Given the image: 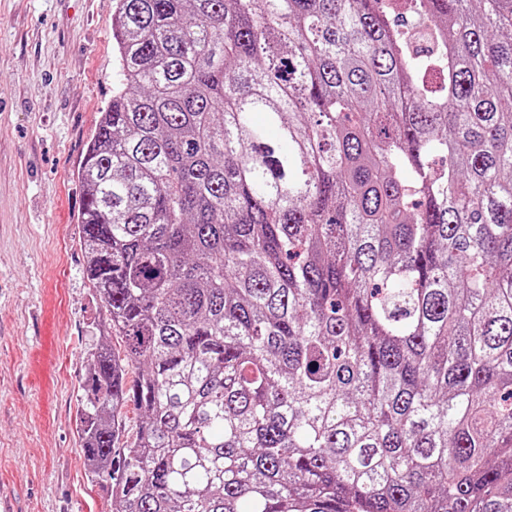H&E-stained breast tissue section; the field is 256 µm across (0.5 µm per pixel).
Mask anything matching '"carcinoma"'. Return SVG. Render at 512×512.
I'll return each mask as SVG.
<instances>
[{
	"mask_svg": "<svg viewBox=\"0 0 512 512\" xmlns=\"http://www.w3.org/2000/svg\"><path fill=\"white\" fill-rule=\"evenodd\" d=\"M112 38V512H512V0H118Z\"/></svg>",
	"mask_w": 512,
	"mask_h": 512,
	"instance_id": "carcinoma-1",
	"label": "carcinoma"
}]
</instances>
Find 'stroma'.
I'll use <instances>...</instances> for the list:
<instances>
[{"label":"stroma","mask_w":512,"mask_h":512,"mask_svg":"<svg viewBox=\"0 0 512 512\" xmlns=\"http://www.w3.org/2000/svg\"><path fill=\"white\" fill-rule=\"evenodd\" d=\"M117 0H0V497L112 512L77 428L105 311L84 272L79 170L112 99Z\"/></svg>","instance_id":"obj_1"}]
</instances>
